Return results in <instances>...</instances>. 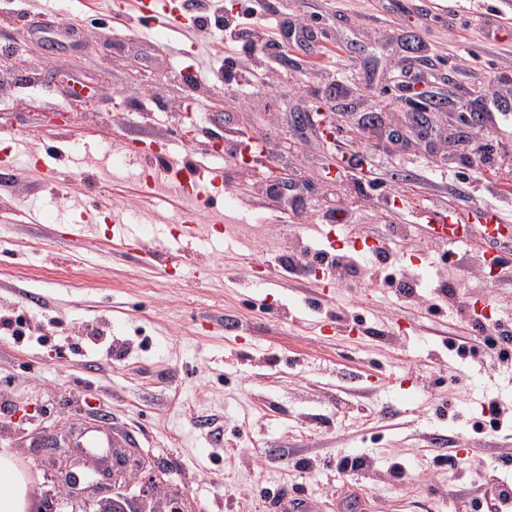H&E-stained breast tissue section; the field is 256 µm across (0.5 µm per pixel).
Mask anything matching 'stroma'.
I'll return each instance as SVG.
<instances>
[{
	"instance_id": "35a3bbf8",
	"label": "stroma",
	"mask_w": 512,
	"mask_h": 512,
	"mask_svg": "<svg viewBox=\"0 0 512 512\" xmlns=\"http://www.w3.org/2000/svg\"><path fill=\"white\" fill-rule=\"evenodd\" d=\"M266 14L306 27L309 39L270 48L250 94L225 84L224 31L198 30L203 12L234 14L243 0H169L187 20L138 0H0V45L24 66L0 62V309L31 325L0 338V448L30 476V512H84L52 489L54 467L35 441L77 422L131 435L146 461L121 490L125 512H144L146 472H166L155 512L174 492L192 512H268L275 496L314 512H485L486 495L512 482V426L492 430L482 405L512 413V362L475 349L460 313L512 322V195L484 184L460 137L486 136L502 182L512 183V0H265ZM200 63L193 84L181 74ZM58 81L44 85L46 71ZM98 92L76 100L74 86ZM193 116H186V105ZM481 115L467 127L461 111ZM329 113L336 137L311 117ZM194 132H186L188 118ZM269 135L252 163L217 164L225 145ZM167 145L174 173L222 167L237 198L243 242L212 232L192 271L161 272L155 254L180 246L178 203L145 194L137 176L99 183L101 148L145 160ZM293 188L271 196L281 179ZM102 207L94 237L66 241L84 223L70 201ZM509 226L496 240L483 211ZM130 211L159 230L130 258L111 240ZM455 220L466 236L450 262L415 227ZM413 225L386 240L392 225ZM385 242L377 266L291 273L310 250ZM393 269L417 291L385 287ZM267 287H257L259 277ZM457 298L429 312L430 288ZM36 294L23 305L19 294ZM359 456V469H340ZM463 461L451 469L449 459Z\"/></svg>"
}]
</instances>
